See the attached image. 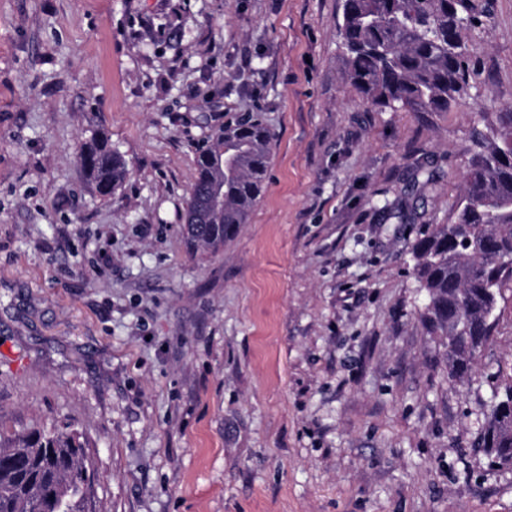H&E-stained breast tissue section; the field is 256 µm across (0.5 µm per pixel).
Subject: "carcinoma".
<instances>
[{"instance_id": "obj_1", "label": "carcinoma", "mask_w": 512, "mask_h": 512, "mask_svg": "<svg viewBox=\"0 0 512 512\" xmlns=\"http://www.w3.org/2000/svg\"><path fill=\"white\" fill-rule=\"evenodd\" d=\"M477 16L468 0H348L338 22L345 78L382 109L450 112L468 97L469 47L464 31ZM471 137L464 196L454 220L428 230L412 249L413 271L429 302L423 314L448 356V379L471 377L474 353L490 343L501 301L512 293V112H483ZM272 135L258 120L224 125L200 151L186 217L188 241L216 250L233 239L261 197ZM80 163L102 196L127 169L103 136L80 151ZM491 408L480 442L492 462L512 466V431ZM93 467L81 433L63 423L50 431L0 439V512H44L52 496L65 512H88L82 475Z\"/></svg>"}]
</instances>
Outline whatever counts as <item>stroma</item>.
<instances>
[{
	"label": "stroma",
	"mask_w": 512,
	"mask_h": 512,
	"mask_svg": "<svg viewBox=\"0 0 512 512\" xmlns=\"http://www.w3.org/2000/svg\"><path fill=\"white\" fill-rule=\"evenodd\" d=\"M486 1L467 105L381 112L344 79L342 0H0V436L74 424L95 512H512L475 444L512 298L452 381L411 263L479 113L512 110V0ZM245 113L264 192L190 248L197 150ZM95 133L127 168L106 197ZM79 159L101 196L112 195L126 177L125 162L103 136L95 135L86 142L81 148Z\"/></svg>",
	"instance_id": "obj_1"
}]
</instances>
